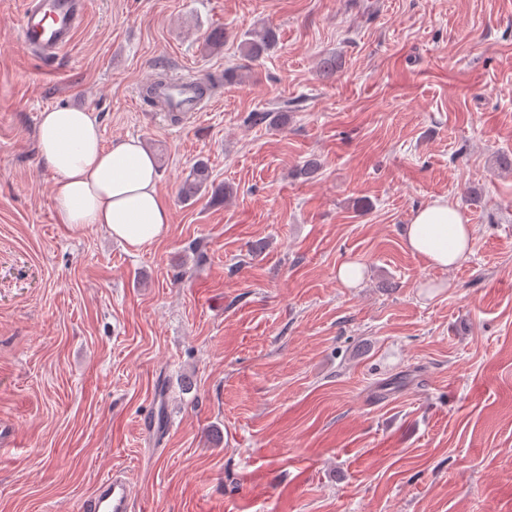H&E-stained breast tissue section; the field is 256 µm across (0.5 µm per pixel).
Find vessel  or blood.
Instances as JSON below:
<instances>
[{
    "label": "vessel or blood",
    "mask_w": 512,
    "mask_h": 512,
    "mask_svg": "<svg viewBox=\"0 0 512 512\" xmlns=\"http://www.w3.org/2000/svg\"><path fill=\"white\" fill-rule=\"evenodd\" d=\"M88 0H25L18 22L20 41L40 58H57L73 41L86 15ZM207 75L179 76L158 90L173 112L199 111ZM80 512H131L130 486L123 474L101 479L94 494L82 501Z\"/></svg>",
    "instance_id": "obj_1"
}]
</instances>
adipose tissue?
I'll return each instance as SVG.
<instances>
[{
  "instance_id": "adipose-tissue-1",
  "label": "adipose tissue",
  "mask_w": 512,
  "mask_h": 512,
  "mask_svg": "<svg viewBox=\"0 0 512 512\" xmlns=\"http://www.w3.org/2000/svg\"><path fill=\"white\" fill-rule=\"evenodd\" d=\"M38 147L56 175L59 223L98 226L134 249L166 235L169 213L159 195L158 171L140 141L104 147L93 113L62 108L42 113ZM473 233L468 217L438 196L415 211L405 245L430 267L450 270L471 254Z\"/></svg>"
}]
</instances>
